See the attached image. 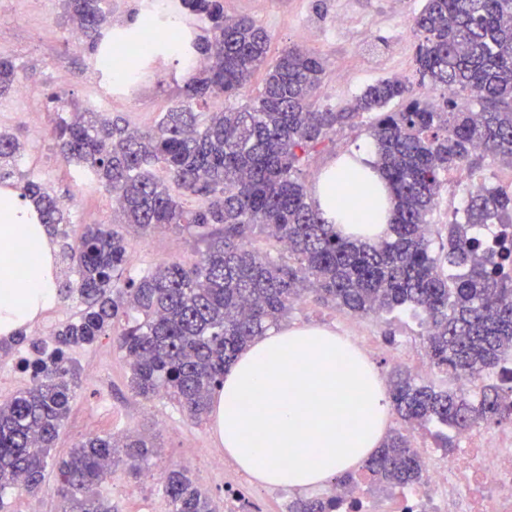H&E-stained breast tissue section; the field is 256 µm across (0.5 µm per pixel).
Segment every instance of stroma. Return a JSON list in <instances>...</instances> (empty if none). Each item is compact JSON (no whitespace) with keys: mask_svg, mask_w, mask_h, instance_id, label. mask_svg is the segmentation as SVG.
Masks as SVG:
<instances>
[{"mask_svg":"<svg viewBox=\"0 0 512 512\" xmlns=\"http://www.w3.org/2000/svg\"><path fill=\"white\" fill-rule=\"evenodd\" d=\"M423 4L424 0H224V12L250 17L264 26L271 35V54L292 44L322 53L327 69L318 91L319 103L337 109L378 80L413 79L415 39L410 21ZM62 12V0H0V55L16 62L18 81L29 90L24 97L13 93L0 98V130L22 143L20 170L68 200L73 222L66 231L75 240L86 225L111 223L114 206L111 193L86 168L66 164L58 154L49 134L56 118L49 101L51 93L61 92L80 108L119 116L130 127L143 129L154 125L162 112L182 97L191 73L172 65L150 76L137 94L119 92L110 77L95 71L93 57L85 47L70 46L61 24ZM340 15L345 18L341 26L336 23ZM21 111L38 113L40 127L20 123L17 114ZM368 142L363 131H337L325 147L310 156L307 186H314L336 159ZM467 190L459 177L446 175L432 223L441 227L461 220ZM198 258L191 236L162 228L134 240L127 261L130 267L148 268L172 260L190 265ZM286 323L325 326L344 337H373L379 350L372 363L381 374L398 367V360L389 352L400 337H413L415 347L423 345L416 319L396 313L379 320L358 317L319 303L310 295L291 309ZM35 353L25 344L0 358V400L30 385V375L20 361L34 358ZM69 356L78 379L52 457L65 456L75 444L94 434L139 431L152 437L158 455L139 475L119 466L98 485V492L109 498L115 512H166L160 491L162 472L174 466L187 467L216 508H223L224 474L211 462V451L220 442L211 422H192L164 397L146 401L136 396L130 388V365L114 349L111 337L72 348ZM91 365L96 368L92 375L87 372ZM45 474L41 493L15 490L0 505L6 512H57L54 465H46Z\"/></svg>","mask_w":512,"mask_h":512,"instance_id":"1","label":"stroma"}]
</instances>
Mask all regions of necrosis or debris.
Masks as SVG:
<instances>
[{
  "label": "necrosis or debris",
  "instance_id": "1",
  "mask_svg": "<svg viewBox=\"0 0 512 512\" xmlns=\"http://www.w3.org/2000/svg\"><path fill=\"white\" fill-rule=\"evenodd\" d=\"M455 456L430 447L424 436L412 447L423 462L418 487H401L384 496L366 486L319 487V496L335 498L338 512H512V422L460 432ZM277 487L257 488L251 478L224 468V512H266L268 501L281 498Z\"/></svg>",
  "mask_w": 512,
  "mask_h": 512
}]
</instances>
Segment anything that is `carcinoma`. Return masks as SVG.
I'll list each match as a JSON object with an SVG mask.
<instances>
[{
	"instance_id": "cac0c4a2",
	"label": "carcinoma",
	"mask_w": 512,
	"mask_h": 512,
	"mask_svg": "<svg viewBox=\"0 0 512 512\" xmlns=\"http://www.w3.org/2000/svg\"><path fill=\"white\" fill-rule=\"evenodd\" d=\"M63 25L80 32L98 70L117 60L106 0H63ZM178 24L209 23V36L184 45L183 63L207 60L177 105L151 128L70 106L53 127L62 159L88 168L112 193L125 231L88 226L66 255L77 276L83 308L63 326L45 358L24 360L32 384L0 401V493L44 488L45 459L70 411L77 372L67 351L102 336L128 360L131 388L145 400L164 395L190 418L207 419L224 371L250 342L277 328L293 304L312 294L367 316L395 310L423 315L432 365L456 379L482 375L479 396L442 390L396 372L388 395L407 424L437 422L450 429L479 420L512 419V247L483 249L479 230L512 223V193L471 192L464 223L450 224L434 246L429 217L449 170L478 156L512 162V0H424L412 23L419 84L442 91V104L421 101L409 82L387 78L369 85L336 111L318 105L326 75L317 52L289 47L268 60L270 35L249 18L224 15V0H177ZM264 70L260 92L239 107L205 112L217 93L234 95ZM17 67L0 56V96L16 90ZM475 95L479 108L456 102ZM399 100L397 112H386ZM368 118L374 164L387 179L393 224L370 244L345 237L314 205L303 166L336 130ZM18 139L0 132V171L15 174ZM34 205L47 234L70 223L59 197L30 179L16 183ZM167 228L201 244L187 268L164 262L127 268L134 232ZM261 234L286 244L273 258L255 250ZM153 440L135 433L94 436L58 466L59 512H112L90 491L110 467L136 470L157 455ZM362 469L383 487L420 482L419 455L400 432L386 434ZM167 512H214L212 501L184 468L164 472ZM333 498H299L288 512H336Z\"/></svg>"
}]
</instances>
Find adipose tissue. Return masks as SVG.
<instances>
[{
  "label": "adipose tissue",
  "mask_w": 512,
  "mask_h": 512,
  "mask_svg": "<svg viewBox=\"0 0 512 512\" xmlns=\"http://www.w3.org/2000/svg\"><path fill=\"white\" fill-rule=\"evenodd\" d=\"M366 145L334 162L313 199L328 223L369 242L385 237L391 191ZM34 210L0 190V335L11 336L56 300L53 247ZM390 402L378 371L332 329L283 326L241 352L214 399V430L259 482L305 489L353 468L380 444ZM292 464H283L281 454Z\"/></svg>",
  "instance_id": "1"
}]
</instances>
